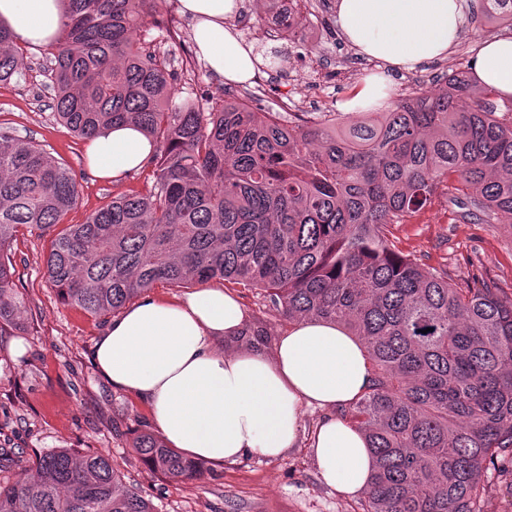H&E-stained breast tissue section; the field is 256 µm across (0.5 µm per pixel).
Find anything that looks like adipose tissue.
I'll list each match as a JSON object with an SVG mask.
<instances>
[{
    "instance_id": "1",
    "label": "adipose tissue",
    "mask_w": 512,
    "mask_h": 512,
    "mask_svg": "<svg viewBox=\"0 0 512 512\" xmlns=\"http://www.w3.org/2000/svg\"><path fill=\"white\" fill-rule=\"evenodd\" d=\"M179 4L210 72L229 84L252 83L260 58L226 23L240 0ZM472 6L473 0H336L341 37L383 66L358 82L342 111L382 107L392 73L447 57L468 29ZM63 22L60 0H0V25L18 44L51 46ZM472 68L479 86L512 99V36L480 41ZM153 153L133 124L104 130L87 148L94 174L110 181L143 168ZM245 321L239 300L221 288H200L174 303L148 295L112 319L93 363L112 387L145 399L165 443L192 459L280 457L296 443L303 406L325 409L311 442L319 476L342 494L364 492L372 454L364 435L335 415L371 382L358 340L338 325L303 320L273 354L218 351L217 342L237 336Z\"/></svg>"
}]
</instances>
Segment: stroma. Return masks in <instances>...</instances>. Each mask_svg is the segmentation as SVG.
<instances>
[{
  "label": "stroma",
  "mask_w": 512,
  "mask_h": 512,
  "mask_svg": "<svg viewBox=\"0 0 512 512\" xmlns=\"http://www.w3.org/2000/svg\"><path fill=\"white\" fill-rule=\"evenodd\" d=\"M336 0H306L299 32L302 49L292 53L282 70H267L252 85H227L197 59L191 23L178 0H153L141 37L170 50L181 74L180 89L208 90L215 100L253 94L265 112L287 106L292 112L319 114L337 110L339 102L365 76L375 61L352 53L336 26ZM270 17L268 0H244L232 23L246 44L260 53L273 48L262 30ZM512 31L507 24L470 29L467 39L447 59L392 75V95L402 97L413 82L432 83L449 71L470 72L475 44ZM28 66L17 82L0 84V125L40 144L76 174L80 198L65 216L82 223L113 196L143 190L151 166L120 180L96 178L90 171L88 143L69 134L55 120L47 68L50 51L25 49ZM440 184L430 201L412 217L390 225L389 238L403 254L427 267L447 269L459 285L489 282L512 296V224L474 222L467 209L449 201ZM47 239L19 237L14 246V285L32 310L25 334L0 338V457L7 469L30 466L54 448L88 454L110 451L123 483L141 491L158 512H361L360 499L327 486L318 476L310 441L323 410L303 408L297 443L280 458L249 456L235 463L211 465L201 478L180 482L149 472L130 444L143 430L154 431L148 404L112 387L92 362V349L110 316L94 318L63 305L44 276ZM249 321L259 322L277 344L292 322L260 294L231 286ZM480 512H512V461H498L485 474Z\"/></svg>",
  "instance_id": "obj_1"
}]
</instances>
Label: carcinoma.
<instances>
[{
	"label": "carcinoma",
	"instance_id": "1",
	"mask_svg": "<svg viewBox=\"0 0 512 512\" xmlns=\"http://www.w3.org/2000/svg\"><path fill=\"white\" fill-rule=\"evenodd\" d=\"M149 2L61 0L50 66L54 113L70 133L89 140L132 123L152 139L145 191L63 226L79 200L75 175L0 127V337L30 324L13 282L24 232L51 233L48 283L95 318L159 283L260 289L288 318L336 323L367 352L371 385L343 414L374 458L363 512H479L486 464L512 459V297L455 285L397 250L388 227L452 175L469 210L512 224V103L456 71L356 122L296 112L281 123L206 91L178 101L170 51L139 38ZM498 20L512 23V0H486L470 24ZM25 68L0 26V83ZM267 341L258 323L236 338ZM131 448L153 473L203 474L149 432ZM0 512L157 510L123 485L109 451L56 448L0 481Z\"/></svg>",
	"mask_w": 512,
	"mask_h": 512
}]
</instances>
